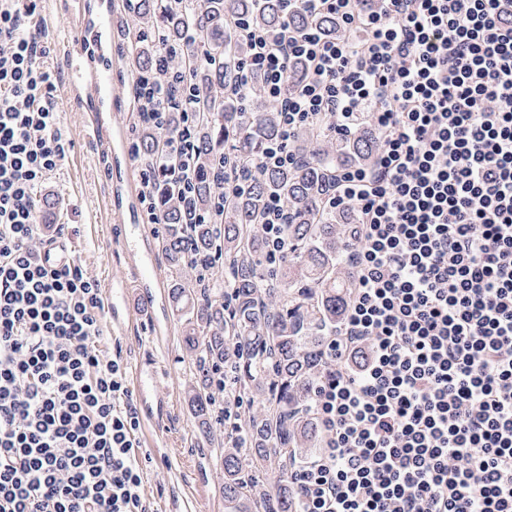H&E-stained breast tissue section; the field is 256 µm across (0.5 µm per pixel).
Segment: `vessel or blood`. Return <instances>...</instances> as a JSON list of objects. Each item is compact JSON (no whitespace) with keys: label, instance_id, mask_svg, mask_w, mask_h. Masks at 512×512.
<instances>
[{"label":"vessel or blood","instance_id":"vessel-or-blood-1","mask_svg":"<svg viewBox=\"0 0 512 512\" xmlns=\"http://www.w3.org/2000/svg\"><path fill=\"white\" fill-rule=\"evenodd\" d=\"M62 12L69 20L71 35L61 46L59 55L68 70L67 97L84 114L85 130L103 149H121L124 136L115 123L113 103L120 98V88L112 79L115 61L109 32L117 13L114 0L105 9L93 10L89 0H62ZM113 222L119 223L118 243L130 261L134 284L148 301L147 311L154 314L166 304V283L156 259V244L151 227L134 221L131 205L119 196H108ZM124 283L112 285V322H131L125 302ZM160 365L154 354H147L134 371L135 394L149 420L159 421L164 414L160 401L151 396L159 377Z\"/></svg>","mask_w":512,"mask_h":512}]
</instances>
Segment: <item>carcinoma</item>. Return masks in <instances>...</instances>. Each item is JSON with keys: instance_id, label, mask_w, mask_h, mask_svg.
<instances>
[{"instance_id": "carcinoma-1", "label": "carcinoma", "mask_w": 512, "mask_h": 512, "mask_svg": "<svg viewBox=\"0 0 512 512\" xmlns=\"http://www.w3.org/2000/svg\"><path fill=\"white\" fill-rule=\"evenodd\" d=\"M239 20L270 29L286 23L295 30L317 25L336 35L334 17L298 10L286 18L281 0H142L136 30L158 31L168 46L200 60L188 77L200 90L195 105L200 167L192 198L180 202L177 176H161L160 211L169 229L163 248L170 265L179 268L189 253L206 255L218 248L224 254L225 286L232 291L229 307L223 299L211 298L191 310L195 331L185 342L198 352L202 372L192 400L195 417L205 419L212 407L208 365L234 358L237 346L243 355L234 358L235 387L260 405L243 423L244 447L224 446V512H298L288 489L291 469L318 443L312 387L323 374V346L344 316L353 285L346 262L354 246L350 218L326 209L324 198L337 171L372 161L377 142L364 121L343 137L323 117L299 132L292 167L262 172L224 203L220 234L210 224H196L192 238L185 239L184 225L195 224L194 215L212 206L217 182L210 157L235 149L256 162L277 133L276 108L262 96L259 84L249 96L250 112L239 111L237 100L226 93V81L248 52ZM160 49L157 42L131 38L127 67L132 82L154 66ZM158 139L154 128H140L139 152L156 166L164 161L157 154ZM270 195L288 205L291 245L271 283L263 271L264 243L253 233ZM186 288L181 279L171 282L169 297L178 312L187 309ZM260 472L272 475L274 483L253 481L252 475Z\"/></svg>"}]
</instances>
